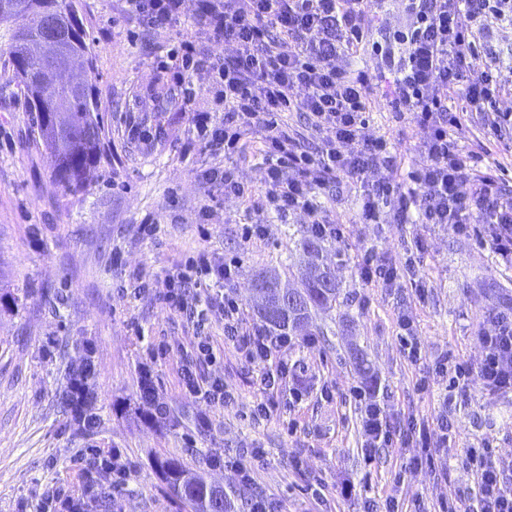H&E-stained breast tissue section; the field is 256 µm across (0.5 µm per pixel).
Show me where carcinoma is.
Listing matches in <instances>:
<instances>
[{
    "label": "carcinoma",
    "mask_w": 512,
    "mask_h": 512,
    "mask_svg": "<svg viewBox=\"0 0 512 512\" xmlns=\"http://www.w3.org/2000/svg\"><path fill=\"white\" fill-rule=\"evenodd\" d=\"M74 12L72 0H20L19 9L0 14V50L7 53L14 79L24 87L35 114L38 142L50 154L54 178L66 189L77 192L95 178L100 159L102 123L95 97L78 94L62 83L46 90L39 80L53 64L43 51L30 45L42 37L41 16L68 18ZM77 58H90L85 29L69 45ZM307 261L298 272L297 297L265 308H253L261 326L274 336H290L310 326L312 315L336 304L340 293L334 267L325 261L317 238L300 243ZM254 282L274 295L282 286L277 273H259ZM157 468L170 492L188 504L192 512H235L239 493L224 491L203 474L186 469L176 458L157 462Z\"/></svg>",
    "instance_id": "1"
}]
</instances>
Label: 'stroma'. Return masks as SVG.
Wrapping results in <instances>:
<instances>
[{
  "label": "stroma",
  "instance_id": "obj_1",
  "mask_svg": "<svg viewBox=\"0 0 512 512\" xmlns=\"http://www.w3.org/2000/svg\"><path fill=\"white\" fill-rule=\"evenodd\" d=\"M73 3L89 35L103 126L98 177L85 189L72 193L55 180L25 96L0 69V512H41L45 488L78 486L72 459L83 448H119L133 463L122 496L97 503L96 512H191L162 481L157 460L177 458L235 488L231 463L250 448L264 455L249 496L264 494L277 512H362L365 501L390 496L405 512L417 505L439 512L455 492L474 488L461 451L484 439L511 474L512 392L489 391L474 377L452 391L447 380L427 376L448 353L476 360L484 316L512 310V266L482 243L492 226L459 236L440 224H396L387 212L379 223L363 224L361 189L329 184L318 200L347 227L345 239L323 242L340 295L335 307L316 314L309 335L293 337L287 375L278 390H265L261 369L244 365L224 342L221 284L189 287V313L170 309L155 288L197 254L217 264L239 258L227 292L237 297L244 323L256 326L249 284L260 272L285 277L299 267L307 217L251 210L225 199L222 184L201 180L203 171L223 165L224 154L194 141L193 115L222 108L208 72L194 74L190 93L176 84L175 30L161 34L139 23L125 14L123 0ZM365 135L387 139L401 173L427 161L421 132H399L383 99H376ZM149 216L161 221L153 236L140 232ZM247 224L264 225L265 236L245 240ZM369 250L398 268L414 266L424 294L407 282L366 283L360 264ZM402 315L412 321L419 361L400 344ZM202 337L217 359L201 372L223 380L234 397L221 408L182 387L183 357ZM354 346L364 350L365 368L351 358ZM87 359L97 416L90 430L63 401L70 371ZM146 380L162 419L140 415ZM359 391L393 421L412 417L434 431L448 416L447 455L434 467L403 470L419 453L408 441L379 449L366 463ZM261 402L271 413L253 418Z\"/></svg>",
  "mask_w": 512,
  "mask_h": 512
}]
</instances>
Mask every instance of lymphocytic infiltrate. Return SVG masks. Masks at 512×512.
I'll return each instance as SVG.
<instances>
[{"label": "lymphocytic infiltrate", "mask_w": 512, "mask_h": 512, "mask_svg": "<svg viewBox=\"0 0 512 512\" xmlns=\"http://www.w3.org/2000/svg\"><path fill=\"white\" fill-rule=\"evenodd\" d=\"M125 12L164 32L184 15V0H124ZM385 0H201L192 29L180 36L177 84L198 71H208L224 103L223 116L196 114L194 127L201 144L223 149L225 156L242 151L241 141L252 129L262 131L266 158L262 194L239 180L235 169L211 172L224 195L251 206L287 215L302 211L312 235L341 239L344 227L331 223L315 201V193L329 180L346 181L365 189L363 223L379 218L380 206H389L398 223L416 217L421 224H442L454 233L468 234L474 224H502L505 232L492 235L490 247L512 265V201L502 199L491 168L478 165L473 151L457 143L465 115L496 112L498 98L512 90V66L484 59L494 23H512V0H406L405 23L392 38L369 42L371 22ZM231 46L230 54L212 56L198 47L199 34ZM372 49L380 62L374 71H351L343 57ZM382 96L391 112L405 116L424 135L428 162L422 169L397 180V156L383 138L362 136L375 96ZM304 113L319 135L316 149L291 136L283 113ZM382 178L370 181L373 171ZM238 260L216 265L204 255L186 263L182 274L165 279L157 291L169 308L182 311L189 303L183 289L191 278L215 276L233 287ZM224 341L245 364L258 366L276 357L288 339L263 328L247 329L232 298L224 303ZM489 329L478 336L476 361H458L451 355L437 359L432 377L450 384L478 377L494 392L512 391V314L497 313ZM209 341H199L181 368L185 391L207 406H221L232 396L218 378L200 377L194 364L215 361ZM365 441L362 453L374 459L378 449L393 445L396 437L417 439L421 455L409 465L434 466L442 446L426 426L415 419L393 427L379 404L365 403L362 417ZM467 463L476 473L469 492L448 502V512H512V480L494 459L493 447L467 449ZM73 464L83 485L74 490L59 484L43 494L42 512H88V502L99 488L97 476L108 473L109 493H121L131 464L120 449L84 448Z\"/></svg>", "instance_id": "obj_1"}]
</instances>
